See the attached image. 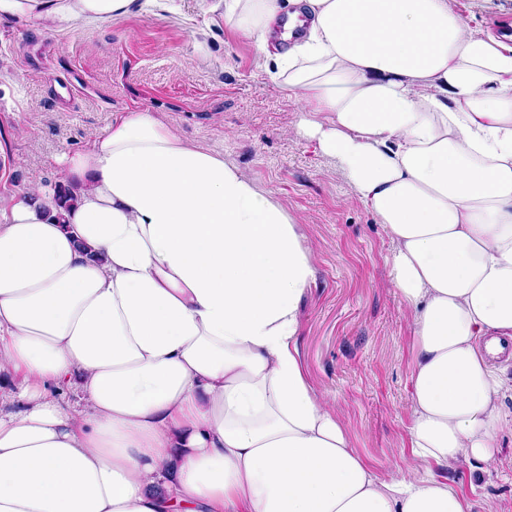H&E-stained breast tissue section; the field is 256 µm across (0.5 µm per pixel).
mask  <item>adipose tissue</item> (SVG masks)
I'll list each match as a JSON object with an SVG mask.
<instances>
[{"label": "adipose tissue", "instance_id": "ef3b65f1", "mask_svg": "<svg viewBox=\"0 0 512 512\" xmlns=\"http://www.w3.org/2000/svg\"><path fill=\"white\" fill-rule=\"evenodd\" d=\"M136 6L0 0V22ZM223 17L384 228L412 335L406 465L380 477L306 378L295 218L136 109L0 204V512H473L441 473L512 436L490 362L512 337V36L450 0Z\"/></svg>", "mask_w": 512, "mask_h": 512}]
</instances>
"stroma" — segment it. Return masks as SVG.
Returning <instances> with one entry per match:
<instances>
[{
    "instance_id": "obj_1",
    "label": "stroma",
    "mask_w": 512,
    "mask_h": 512,
    "mask_svg": "<svg viewBox=\"0 0 512 512\" xmlns=\"http://www.w3.org/2000/svg\"><path fill=\"white\" fill-rule=\"evenodd\" d=\"M145 0L78 29L0 22V197L80 150L121 112H155L187 141L222 152L301 224L315 279L300 312L307 376L378 474L407 454L411 333L381 224L297 132L300 107L257 67L255 44L200 0ZM471 24L512 21V0H454ZM448 482L474 512H512V441L496 459L461 461Z\"/></svg>"
}]
</instances>
